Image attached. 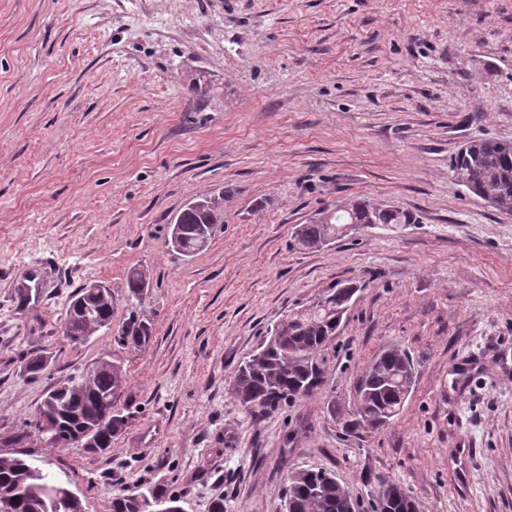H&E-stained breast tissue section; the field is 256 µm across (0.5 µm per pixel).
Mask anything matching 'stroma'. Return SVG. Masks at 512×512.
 Instances as JSON below:
<instances>
[{"instance_id": "obj_1", "label": "stroma", "mask_w": 512, "mask_h": 512, "mask_svg": "<svg viewBox=\"0 0 512 512\" xmlns=\"http://www.w3.org/2000/svg\"><path fill=\"white\" fill-rule=\"evenodd\" d=\"M512 142V0H0V455H22L112 512L162 487L183 512H282L289 477L332 472L372 512L388 477L420 512H512V215L450 170L468 141ZM224 222L186 257L187 203ZM365 198L411 224L358 226L302 250L298 225ZM138 350L63 334L83 285L127 315ZM338 283L357 292L318 352L324 382L258 413L239 364ZM415 382L382 429L328 411L389 347ZM46 357L37 376L29 353ZM109 360L131 413L106 453L13 434L46 392ZM128 317L112 336V342L121 349H140L150 340L152 327L150 321L137 312V305L128 306Z\"/></svg>"}]
</instances>
